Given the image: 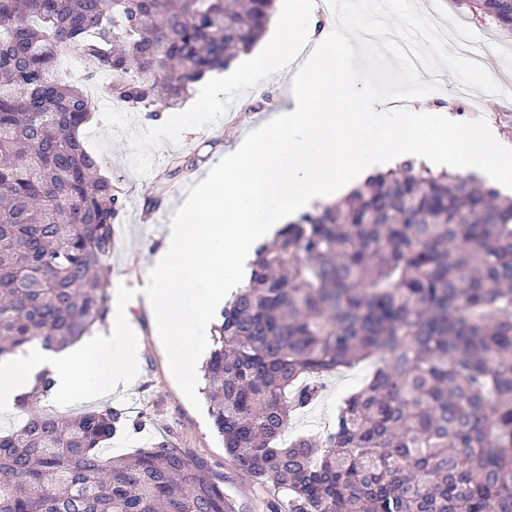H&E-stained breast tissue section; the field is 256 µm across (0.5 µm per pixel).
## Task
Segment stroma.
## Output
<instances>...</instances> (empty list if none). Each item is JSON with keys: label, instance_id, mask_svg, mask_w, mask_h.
I'll use <instances>...</instances> for the list:
<instances>
[{"label": "stroma", "instance_id": "35a3bbf8", "mask_svg": "<svg viewBox=\"0 0 512 512\" xmlns=\"http://www.w3.org/2000/svg\"><path fill=\"white\" fill-rule=\"evenodd\" d=\"M420 10L458 35L500 43L502 57L512 58V37L482 16L456 8L452 0H424ZM292 78L289 72L268 77L239 96L214 125L184 131L179 144L163 143L153 153L154 167L148 175L134 172L126 138L110 139L98 159L102 174L111 177L125 207L112 226V255L105 274L109 294H116L118 286L131 288L142 281L163 238L164 227L157 224V216L174 214L186 198L184 186L203 180L224 154L268 121L290 94ZM425 101L433 113L456 121H469L476 115L485 118L499 139L512 148V97L477 102L473 113L453 100L429 95ZM129 311V325L140 345L139 372L125 388L96 402L121 410L130 421L105 445V453H128L164 442L204 458L215 473L223 475L224 491L237 512H288L284 492L239 472L214 431L209 413H198L184 396L170 373L151 315L135 304ZM372 369V364L363 363L330 377L320 398L292 415L290 434L313 433L318 422L330 421L341 399L357 390Z\"/></svg>", "mask_w": 512, "mask_h": 512}]
</instances>
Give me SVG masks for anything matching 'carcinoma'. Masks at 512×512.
<instances>
[{
    "label": "carcinoma",
    "mask_w": 512,
    "mask_h": 512,
    "mask_svg": "<svg viewBox=\"0 0 512 512\" xmlns=\"http://www.w3.org/2000/svg\"><path fill=\"white\" fill-rule=\"evenodd\" d=\"M467 7L512 33L499 0ZM274 0H0V359L105 324L120 202L85 147L87 88L177 108L249 51ZM84 61L56 77L60 57ZM202 367L214 430L288 512H512V199L407 159L259 244ZM372 362L331 425L284 443L319 380ZM46 370L0 432V512H236L208 463L102 448L123 413L41 408Z\"/></svg>",
    "instance_id": "carcinoma-1"
}]
</instances>
